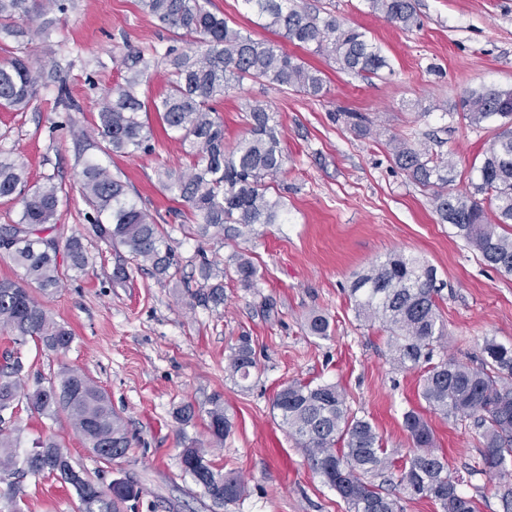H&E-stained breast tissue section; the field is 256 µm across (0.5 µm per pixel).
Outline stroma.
Returning a JSON list of instances; mask_svg holds the SVG:
<instances>
[{"label":"stroma","instance_id":"35a3bbf8","mask_svg":"<svg viewBox=\"0 0 512 512\" xmlns=\"http://www.w3.org/2000/svg\"><path fill=\"white\" fill-rule=\"evenodd\" d=\"M294 3L364 31L390 69L379 76L347 73L334 59L262 28L241 0H209V9L230 26L275 43L324 78L318 97L246 81L217 103L228 146L247 134L245 107L267 104L286 157V173L273 184L283 202L279 223L256 225L244 237L202 242L188 235L182 228L188 205L158 179L160 165L183 169L191 163L151 109L167 88L164 66L151 68L139 92L149 107L151 151L105 156L74 134L93 127L109 89L123 83L120 57L127 48L162 53L174 43L173 32L143 12L139 0H68L66 12L34 18L43 33L28 42L29 56L59 65L64 83L42 87L25 111L0 109V149L22 158L30 182L51 176L62 183L68 197L56 222L64 235H84L90 252L84 272L66 271L58 288L39 297L71 331L69 349L45 351L31 340L17 346L0 329V354L19 350L26 391L64 369L83 370L108 393L132 446L125 462L106 464L67 417L46 419L22 402L13 422L23 450L50 438L101 483L122 471L133 474L144 491L124 512H346L273 408L281 384L294 380L339 385L352 411L373 420L395 463H403L411 448L403 415L425 408L418 397L421 372L391 361L386 332L359 319L348 296L354 277L388 254L415 255L436 269L447 335L434 362L479 361L487 339L512 346V275L485 265L451 225L440 222L432 190L396 165L389 146L396 138L452 156V186L467 188L498 126L470 125L461 101L472 89H512V0H415L419 24L408 30L374 13L368 0ZM89 159L130 185L182 257L201 247L227 267L235 254L249 253L259 270L257 287L225 280L224 303L214 311L188 295L187 285L197 278L191 265L177 284L145 271L116 280L125 250L94 237L82 200L81 171ZM268 301L276 317L265 316ZM314 313L328 316L329 338L309 335L305 322ZM242 335L249 336L258 363L243 386L225 370ZM215 397L223 400L233 429L208 456L247 486L245 497L221 511L179 464L182 448L205 438V422L185 426L174 414L182 403L202 406ZM426 419L449 470H473L460 492L474 499L478 512H501L488 476L477 469L483 450L477 429L433 413ZM6 489L0 482V512H77L74 490L53 477L21 479L10 502L2 496Z\"/></svg>","mask_w":512,"mask_h":512}]
</instances>
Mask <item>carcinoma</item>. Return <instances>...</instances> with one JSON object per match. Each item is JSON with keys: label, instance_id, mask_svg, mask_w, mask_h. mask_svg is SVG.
I'll return each instance as SVG.
<instances>
[{"label": "carcinoma", "instance_id": "obj_1", "mask_svg": "<svg viewBox=\"0 0 512 512\" xmlns=\"http://www.w3.org/2000/svg\"><path fill=\"white\" fill-rule=\"evenodd\" d=\"M38 0H0V33L28 38L40 30L19 25L31 20ZM246 9L298 46L334 56L341 69L355 74H378L388 67L385 56L356 27L334 18L321 19L288 6V0H242ZM208 0H140L144 12L162 26L190 37L187 49L169 48L163 55L168 67V87L154 111L165 131L189 146L193 161L184 170L162 167L163 188L191 208L188 230L200 240L220 236L234 240L254 231L257 224H275L281 201L268 191L283 171L286 157L280 148L274 113L263 104H250L244 121L248 136L235 146H224V124L215 103L244 79L294 88L311 96L324 87L321 71L281 52L276 45L252 38L229 26L207 8ZM372 11L404 29L417 24L414 0H369ZM124 83L111 89L97 115L101 137L97 149L104 153L135 155L151 149L152 132L141 118L144 108L138 87L151 61L132 51L122 59ZM59 79V70L31 62L23 43L14 56L0 64V108L22 110L37 98L39 89ZM464 116L475 126L512 120V90H470L462 101ZM502 131L483 155L476 179L463 191L449 188L452 161H435L428 150L402 142L390 143L395 162L411 178L434 190L435 211L450 224L455 235L477 251L483 262L498 272L512 274V127ZM64 188L51 177L28 184L24 162L0 156V198H18L22 209L12 224H0V247L24 271V282L0 280V328L9 330L13 342L38 339L48 351L67 349L73 336L50 317L25 284L46 293L58 287L62 272L59 254L67 268L84 271L88 249L81 237L61 240L53 224ZM81 194L92 211L95 236L126 249L136 269L150 267L159 281H171L181 271L182 258L169 243L170 235L138 205L125 182L108 167L85 163ZM494 204L495 220L488 218L483 200ZM197 289L190 295L204 305L224 304V281L218 263L197 251ZM225 275L245 288L258 286V270L244 254L234 257ZM436 270L417 257L389 255L352 282L349 297L357 317L379 322L389 333L392 360L414 369L432 361L444 338V320L436 300ZM310 335L329 336L330 321L311 315ZM483 358L474 366L442 361L428 367L418 396L426 408L445 419L473 420L480 430L482 465L496 480L495 495L503 512H512V347L488 339ZM257 368L255 352L243 337L231 349L225 370L232 379L246 382ZM21 356L12 352L0 365V476L54 477L70 486L79 512H121L123 505L140 498V482L124 475L103 487L75 466L68 452L47 439L20 453L18 436L6 423L14 415L22 372ZM30 409L48 418L66 413L88 447L112 463L127 457L132 445L127 427L112 411L104 391L85 373L69 369L25 394ZM281 425L305 448L313 470L336 491L347 512H403L402 502L419 498L438 501L442 512H475L473 499L460 494L458 480L448 461L438 453L432 428L415 409L403 415V425L413 448L392 489L383 490L373 478L388 473L391 461L372 421L351 411L344 392L330 382L295 381L282 386L273 400ZM208 439L193 441L180 452L184 475L202 490L213 506L234 504L246 494L244 480L213 467L208 449L221 446L233 427L224 402L209 401L204 409Z\"/></svg>", "mask_w": 512, "mask_h": 512}]
</instances>
